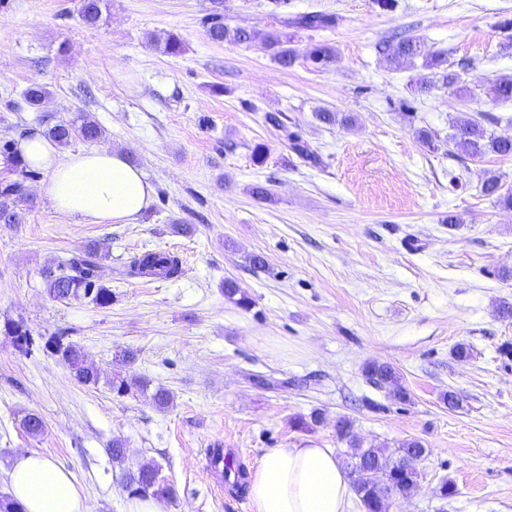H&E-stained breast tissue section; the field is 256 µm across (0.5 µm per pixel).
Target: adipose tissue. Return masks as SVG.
<instances>
[{
  "label": "adipose tissue",
  "mask_w": 512,
  "mask_h": 512,
  "mask_svg": "<svg viewBox=\"0 0 512 512\" xmlns=\"http://www.w3.org/2000/svg\"><path fill=\"white\" fill-rule=\"evenodd\" d=\"M17 151L48 174L53 210L79 222L134 224L153 202V186L120 152L91 148L64 157L38 133L18 138ZM7 476L24 512H86L71 475L46 457L21 456ZM248 493L255 512H351L353 484L332 449L310 444L263 454Z\"/></svg>",
  "instance_id": "1"
}]
</instances>
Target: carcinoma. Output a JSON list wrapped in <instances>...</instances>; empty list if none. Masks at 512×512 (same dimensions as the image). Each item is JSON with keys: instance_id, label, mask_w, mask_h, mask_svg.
Masks as SVG:
<instances>
[{"instance_id": "carcinoma-1", "label": "carcinoma", "mask_w": 512, "mask_h": 512, "mask_svg": "<svg viewBox=\"0 0 512 512\" xmlns=\"http://www.w3.org/2000/svg\"><path fill=\"white\" fill-rule=\"evenodd\" d=\"M110 8V0H80L79 14L82 21L89 26H96L103 18V13ZM220 12L212 14L211 23L206 26L207 37L215 42L230 41L235 43H259L280 65L288 67L302 57L313 66L321 68L336 59V49L329 44H316L301 53L295 45V35L286 28L322 30L336 26V16L328 13H307L281 21V27L269 30H255L243 27L231 28L222 22ZM161 52L178 55L183 51L181 40L169 34L159 41L152 39ZM381 51L392 62L412 59L421 55V44L413 38H406L395 44H386ZM445 60L438 55H426L423 67L441 71V84L456 89L462 96L470 91L459 85V77L444 67ZM50 91L42 84L29 86L24 97L32 109H39ZM490 100L501 103L512 102V77L500 76L493 79L485 91ZM45 123L44 134L61 146H67L75 140L92 143L102 136L101 127L87 114L78 112L68 119L56 120L50 115L41 119ZM448 145L458 152L471 157L482 158L489 153L499 156L512 155V139L496 137L479 122H467L457 126L456 131L448 137ZM0 159L10 170L13 177L0 181V220L7 224H20L24 219L23 203L27 201V181L35 177V171L18 156L14 141L0 142ZM482 193L493 197L498 202L511 207L512 192L504 189L501 177L488 172L482 183ZM105 255L101 247L90 244L82 250L43 269L42 275L49 297L57 302L88 299L98 306H107L112 302V291L103 284V264ZM182 273L179 257L157 251H145L133 256L120 275L126 278L156 277L175 279ZM224 297L241 306L249 304V297L233 281L224 283ZM4 330L15 336L17 351L28 355L33 351L35 340L23 323L15 320L4 322ZM44 347L51 350L70 370L74 378L86 386H96L100 374L85 360V355L77 344L64 336H52L45 341ZM368 379L376 385L393 386V395L401 400L408 397L406 389L400 384L397 372L384 363H370L366 367ZM111 390L119 394H137L147 391L150 380L136 374L118 375L108 381ZM20 426L28 435L37 437L43 434L45 425L42 419L28 413L20 420ZM338 439L346 444L342 453V465L348 475H353L358 464L365 466V477L354 483L357 495L367 512H388L390 500L399 495L406 496L416 487L419 473L416 468L408 467L404 458L407 455L422 457L426 448L418 440L391 448L385 444L365 447L353 433L351 422L342 420L337 424ZM155 465L147 463L139 466L137 472L130 476L133 481L130 495L145 497L148 495L173 496L172 486H157L154 474Z\"/></svg>"}]
</instances>
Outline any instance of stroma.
Returning a JSON list of instances; mask_svg holds the SVG:
<instances>
[{
    "mask_svg": "<svg viewBox=\"0 0 512 512\" xmlns=\"http://www.w3.org/2000/svg\"><path fill=\"white\" fill-rule=\"evenodd\" d=\"M79 0H5L0 7V140L41 130L42 114L85 112L98 144L125 153L155 190L136 224H78L44 194L46 172L29 181L25 221L0 224V324L22 321L33 336H68L100 372L78 383L57 356L19 355L0 328V493L7 470L36 453L68 470L89 512H127L124 469L150 462L174 489L162 512H254L207 466L209 448L232 451L254 472L273 448L309 443L342 453L345 418L365 443H423L417 487L389 512H512V208L483 196L485 172L512 187V157L448 154L453 125L484 114L512 138V103L484 94L512 75V0H224V22L263 30L320 11L335 27L302 30L298 48L333 44L335 62L284 68L257 44L215 43L205 33L213 0H112L105 21L86 26ZM177 34L166 55L147 34ZM419 39L441 54L472 93L413 88L421 59L389 63L382 43ZM50 96L43 112L23 93ZM327 109L353 122L325 125ZM282 125L273 128L268 115ZM434 134L424 148L418 130ZM303 141L310 157L290 148ZM268 148L264 164L252 150ZM274 193L255 198L252 186ZM100 243L112 303L57 302L43 269ZM145 251L183 261L175 280L129 279L120 271ZM261 255L266 264L249 262ZM236 281L251 300L224 297ZM471 356L454 355L458 344ZM133 356L123 363V352ZM390 364L407 400L374 387L368 362ZM147 377L172 395H120L107 379ZM455 392L462 402L449 410ZM45 423L37 438L25 413ZM126 448L124 464L107 453ZM457 490L440 499L442 481Z\"/></svg>",
    "mask_w": 512,
    "mask_h": 512,
    "instance_id": "1",
    "label": "stroma"
}]
</instances>
